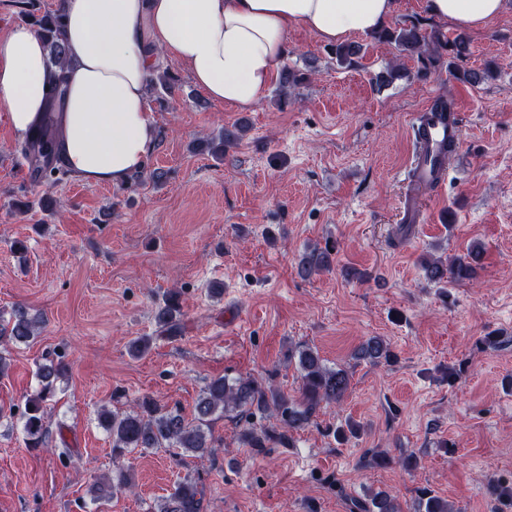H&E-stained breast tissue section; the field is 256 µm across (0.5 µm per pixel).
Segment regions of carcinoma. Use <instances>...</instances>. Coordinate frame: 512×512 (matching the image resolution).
<instances>
[{"label":"carcinoma","mask_w":512,"mask_h":512,"mask_svg":"<svg viewBox=\"0 0 512 512\" xmlns=\"http://www.w3.org/2000/svg\"><path fill=\"white\" fill-rule=\"evenodd\" d=\"M50 51L53 62L61 67L66 60V46L61 39L62 13H47L34 21ZM375 38L390 44L401 56L415 57L423 69L447 65L454 69L457 80L478 85L490 77L492 68L471 70L456 66L471 53L466 35L459 33L450 38L440 29H426L419 24L396 23L375 32ZM362 47L355 43H343L336 46L333 55L336 65L350 66L360 57ZM303 81V77L285 68L279 77V91L287 94ZM178 78L168 69H164L151 78L149 91L174 95ZM53 122L45 125L21 146L22 156L41 172L61 171L53 152ZM334 244L325 243L304 252L300 257L297 270L303 278H309L331 268ZM483 250L478 244L471 245L463 254L456 255L452 261L441 260L426 254L421 258L427 280L440 287L450 283H461L476 278L481 264ZM180 312L178 293L172 291L154 310V319L168 332L177 329L176 315ZM42 321L39 316L19 308L7 320L0 321V346L11 344L28 345L40 334ZM298 357L301 376L299 395L295 398L250 376L233 379L219 377L211 380L195 403L192 417H186L177 407H169L151 398L144 397L135 401L129 409L118 412L102 410L100 424L112 437V454L124 457L134 450L149 448H182L186 451L204 454L213 447L211 424L215 415L229 412L250 422L256 415L272 413L279 421L281 431H256L244 428L241 440L250 448H264L266 443L277 441L283 445L289 443V432L307 424L325 405L340 402L351 384L349 373L344 369L325 366L317 352L311 347L299 345L291 350L290 357ZM357 358L373 365L390 364L395 355L389 345L381 338L373 336L359 347ZM67 371L61 361H50L38 366L39 388L30 394L22 413L23 432L27 445L38 448L45 444L47 428L45 425L46 403L55 394V382ZM133 485L129 470L117 472L106 484V492L116 494L125 492ZM358 512H454L448 501L432 494L426 488L419 491L417 498L409 508H404L397 497L385 492H377L363 501L354 504ZM155 512H206L204 495L196 479L186 476L181 479L173 491L162 498Z\"/></svg>","instance_id":"carcinoma-1"}]
</instances>
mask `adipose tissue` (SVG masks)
Instances as JSON below:
<instances>
[{
	"instance_id": "ef3b65f1",
	"label": "adipose tissue",
	"mask_w": 512,
	"mask_h": 512,
	"mask_svg": "<svg viewBox=\"0 0 512 512\" xmlns=\"http://www.w3.org/2000/svg\"><path fill=\"white\" fill-rule=\"evenodd\" d=\"M504 0H426L434 18L480 29ZM67 68L57 71L29 25L0 36V110L18 137L57 115L54 150L85 183L122 186L143 171L156 144L146 86L170 62L183 65L211 100L240 110L263 103L296 26L340 43L380 30L395 0H62Z\"/></svg>"
}]
</instances>
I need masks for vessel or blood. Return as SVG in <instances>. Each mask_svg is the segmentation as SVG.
<instances>
[{
  "label": "vessel or blood",
  "mask_w": 512,
  "mask_h": 512,
  "mask_svg": "<svg viewBox=\"0 0 512 512\" xmlns=\"http://www.w3.org/2000/svg\"><path fill=\"white\" fill-rule=\"evenodd\" d=\"M461 136L462 123L456 107L444 110L430 106L425 109L421 127L414 132L415 150L405 175L401 223L421 222L422 200L448 179V161L443 147L449 142H460Z\"/></svg>",
  "instance_id": "obj_1"
}]
</instances>
